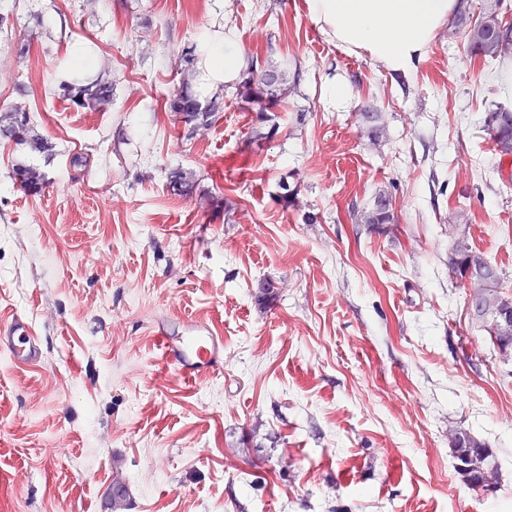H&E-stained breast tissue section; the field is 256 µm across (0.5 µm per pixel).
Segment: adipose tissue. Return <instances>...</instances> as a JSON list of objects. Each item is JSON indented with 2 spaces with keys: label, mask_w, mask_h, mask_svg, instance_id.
<instances>
[{
  "label": "adipose tissue",
  "mask_w": 512,
  "mask_h": 512,
  "mask_svg": "<svg viewBox=\"0 0 512 512\" xmlns=\"http://www.w3.org/2000/svg\"><path fill=\"white\" fill-rule=\"evenodd\" d=\"M304 5L338 46L406 75L456 12L458 0H304Z\"/></svg>",
  "instance_id": "1"
}]
</instances>
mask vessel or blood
<instances>
[{
  "instance_id": "b4317fda",
  "label": "vessel or blood",
  "mask_w": 512,
  "mask_h": 512,
  "mask_svg": "<svg viewBox=\"0 0 512 512\" xmlns=\"http://www.w3.org/2000/svg\"><path fill=\"white\" fill-rule=\"evenodd\" d=\"M153 334L162 361L172 366L183 380L193 382L217 371L224 339L212 328L201 325L188 335L177 336L167 322L159 321L153 326ZM0 350L19 366L38 365L42 358L34 326L17 316L0 319Z\"/></svg>"
}]
</instances>
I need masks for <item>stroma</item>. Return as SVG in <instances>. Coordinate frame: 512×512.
I'll return each instance as SVG.
<instances>
[{
  "instance_id": "35a3bbf8",
  "label": "stroma",
  "mask_w": 512,
  "mask_h": 512,
  "mask_svg": "<svg viewBox=\"0 0 512 512\" xmlns=\"http://www.w3.org/2000/svg\"><path fill=\"white\" fill-rule=\"evenodd\" d=\"M0 13V111L29 107L52 145L0 137V315L25 316L43 349L35 367L0 352V512H512V354L448 271L467 239L512 294V162L483 128L512 108V56L469 58L449 24L395 74L336 46L303 0ZM228 35L300 75L269 138L201 61L193 88L223 96L221 119L190 137L164 107L179 51ZM73 68L116 78L111 103L62 97ZM19 164L43 193L11 180ZM175 167L192 195L169 191ZM380 192L395 223H353ZM167 317L223 336V370L187 383L163 365ZM461 432L492 448L493 493L456 473ZM11 177L17 185L30 194H39L44 187V177L37 169L30 166L17 165L13 168Z\"/></svg>"
}]
</instances>
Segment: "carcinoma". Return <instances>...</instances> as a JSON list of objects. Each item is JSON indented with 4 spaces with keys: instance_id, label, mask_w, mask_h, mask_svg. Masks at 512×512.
<instances>
[{
    "instance_id": "carcinoma-1",
    "label": "carcinoma",
    "mask_w": 512,
    "mask_h": 512,
    "mask_svg": "<svg viewBox=\"0 0 512 512\" xmlns=\"http://www.w3.org/2000/svg\"><path fill=\"white\" fill-rule=\"evenodd\" d=\"M500 5L493 8L478 7V12L462 10L455 20V26L464 37L467 54L478 58L496 60L502 57L499 44L504 38L512 36V23L502 17ZM196 47L183 49L178 57L177 74L179 84L167 98L165 106L168 111L184 122L185 127L193 132L199 127H207L216 123L224 112V101L219 98L210 100L202 105L192 90L196 74ZM288 71L277 67H262L258 62L248 63L245 77L236 88V96L241 102L252 106L256 112L257 127L255 137L267 138L274 129L262 132L265 123L270 121L269 112L285 103L288 95ZM64 97L81 109H97L112 101L113 81L109 78L97 77L90 82L71 79L61 83ZM3 130L0 132L18 143H27L37 151L45 152L50 145L47 141L33 134L29 110L22 105H16L10 111L0 115ZM484 130L490 137L495 150L502 156L512 155V111L498 106L486 113ZM12 179L22 189L30 194L41 193L44 187V177L35 168L18 165L12 170ZM169 191L177 196H188L193 193L194 183L187 173L172 170L168 177ZM389 198L384 192L375 195L373 203L364 208L352 207L350 218L357 224H367L377 229L382 224L396 223L393 207L382 208L379 199ZM448 269L456 279H461L466 272L471 271L482 275L489 283L492 291L501 296L503 305L512 312V297L503 295V273L488 262L484 255L465 245L454 247L448 255ZM491 318L489 334L499 350L508 346L512 348V316L509 317L508 329L495 328L497 313L489 312ZM454 459L461 461L464 457L480 450L486 451V471L492 484H498L499 468L492 449L468 434L461 435L458 442L453 444Z\"/></svg>"
}]
</instances>
